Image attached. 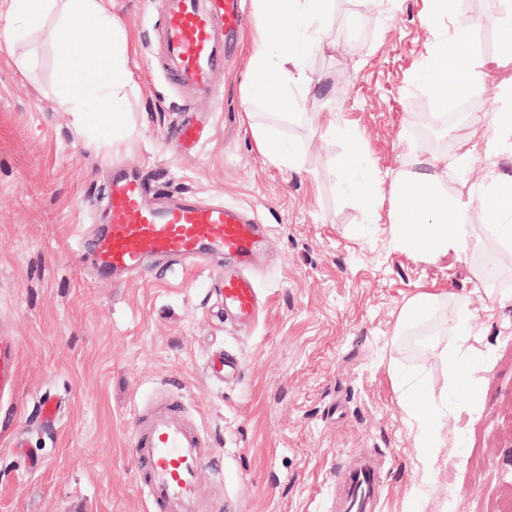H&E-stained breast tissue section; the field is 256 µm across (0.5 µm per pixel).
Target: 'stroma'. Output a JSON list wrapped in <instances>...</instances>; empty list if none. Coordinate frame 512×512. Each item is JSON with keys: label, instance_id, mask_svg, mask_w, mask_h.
I'll use <instances>...</instances> for the list:
<instances>
[{"label": "stroma", "instance_id": "1", "mask_svg": "<svg viewBox=\"0 0 512 512\" xmlns=\"http://www.w3.org/2000/svg\"><path fill=\"white\" fill-rule=\"evenodd\" d=\"M0 0V336L18 344L13 425L0 430V512H150L129 453L133 413L177 384L210 436L224 478L204 485L230 512H330L331 474L351 448L386 458L384 512H499L512 501V306L486 303L476 257L429 262L392 244L390 172L433 153L412 128L436 103L415 79L437 33L427 0H331L338 52L304 62L319 94L277 118L294 166L261 154L242 112L248 48L215 77L217 100L192 97L164 75L153 25L164 0H111L134 52L124 104L129 136L98 146L61 107L51 14L36 29L8 23ZM334 107L336 124L313 115ZM206 116L204 143L181 152L176 129ZM380 175L382 206L367 215L345 191V132ZM148 187L221 199L268 228L253 269L265 307L254 327L225 323L212 266L154 267L123 285L80 262L104 215L112 169ZM421 291L466 298L491 353L483 399L448 416L431 467L414 446L391 364L422 369L433 390L445 370L396 338L404 304ZM236 349L244 375L211 379L208 357ZM57 396L61 417L38 404ZM28 448L18 453L16 437ZM39 458L29 469L27 457Z\"/></svg>", "mask_w": 512, "mask_h": 512}]
</instances>
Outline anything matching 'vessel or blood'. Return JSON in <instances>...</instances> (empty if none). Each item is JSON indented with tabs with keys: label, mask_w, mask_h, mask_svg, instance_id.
<instances>
[{
	"label": "vessel or blood",
	"mask_w": 512,
	"mask_h": 512,
	"mask_svg": "<svg viewBox=\"0 0 512 512\" xmlns=\"http://www.w3.org/2000/svg\"><path fill=\"white\" fill-rule=\"evenodd\" d=\"M244 24L243 0H165L158 41L165 74L200 98H214L213 77L223 71ZM264 225L247 212L192 194L150 190L137 173L112 171L104 224L92 239L89 262L97 273L123 283L158 262L207 266L229 259L217 282L225 317L249 329L264 308L251 276ZM209 376L239 379L240 359L219 351L206 363ZM18 384V345L0 336V403ZM129 450L151 512H215L201 485L224 471L205 432L179 397L158 390L135 411ZM385 461L362 448L345 452L333 474L331 512H382Z\"/></svg>",
	"instance_id": "1"
}]
</instances>
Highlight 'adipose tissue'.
Wrapping results in <instances>:
<instances>
[{
    "label": "adipose tissue",
    "instance_id": "adipose-tissue-1",
    "mask_svg": "<svg viewBox=\"0 0 512 512\" xmlns=\"http://www.w3.org/2000/svg\"><path fill=\"white\" fill-rule=\"evenodd\" d=\"M330 0H256V21L249 60L248 101H269L290 109L311 93L312 82L304 60L312 51H336L325 37ZM59 11L54 34L61 46L78 43L76 55L59 60L63 100L77 112L81 125L105 146L121 142L124 114L121 105L130 84L127 67L129 43L122 25L113 17L107 0H11L9 14L22 28L38 26L47 13ZM478 21H458L449 36L436 39L427 61L416 74L439 105L467 98L475 86H486L487 69L512 68V12L497 19V49L487 58L473 49ZM450 152L427 157L410 154L408 167L393 181L389 217L396 249L426 261L451 258L461 249L485 253L472 222V202L482 203L483 220L491 240L512 244V175L490 173L480 182L468 177L476 147L485 154H512V120L497 113L491 131L476 123L452 126ZM341 162L344 181L369 212L381 202L378 180L365 146L348 133ZM452 188H445V178ZM454 316L448 340L438 352L448 367L447 391L434 397L422 376L410 369L391 373L402 407L414 432L421 460H429L440 443V421L474 403L486 380L490 352L470 322L464 297L452 299Z\"/></svg>",
    "mask_w": 512,
    "mask_h": 512
}]
</instances>
